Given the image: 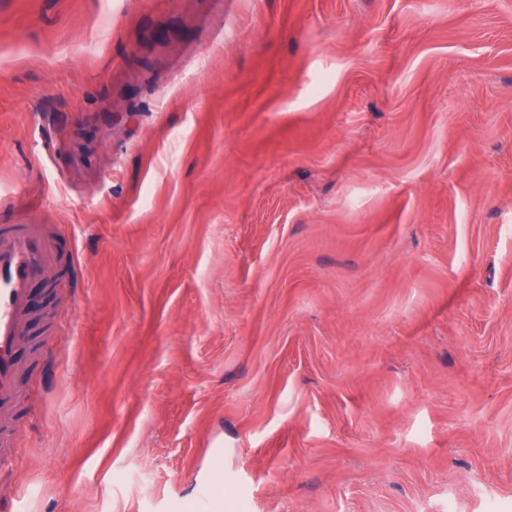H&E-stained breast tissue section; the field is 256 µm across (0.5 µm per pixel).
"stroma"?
<instances>
[{
    "instance_id": "1",
    "label": "stroma",
    "mask_w": 512,
    "mask_h": 512,
    "mask_svg": "<svg viewBox=\"0 0 512 512\" xmlns=\"http://www.w3.org/2000/svg\"><path fill=\"white\" fill-rule=\"evenodd\" d=\"M0 224V512H512V0H0ZM57 260L54 239L38 224L0 226V454L13 455V412L19 399L16 351L29 314V287Z\"/></svg>"
}]
</instances>
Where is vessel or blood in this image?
<instances>
[{"label":"vessel or blood","mask_w":512,"mask_h":512,"mask_svg":"<svg viewBox=\"0 0 512 512\" xmlns=\"http://www.w3.org/2000/svg\"><path fill=\"white\" fill-rule=\"evenodd\" d=\"M56 260V243L44 226H0V449L13 445V412L19 399L16 351L29 314V287Z\"/></svg>","instance_id":"obj_1"}]
</instances>
